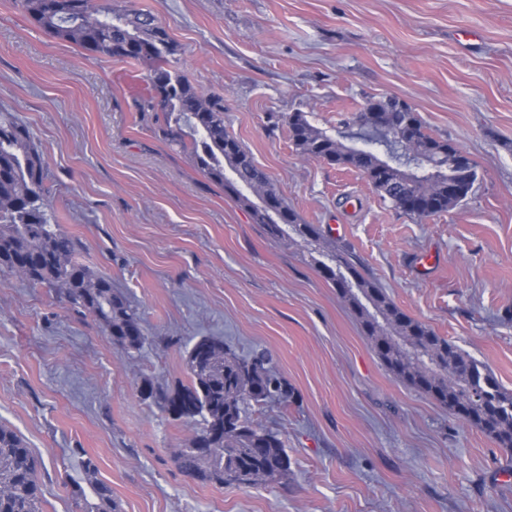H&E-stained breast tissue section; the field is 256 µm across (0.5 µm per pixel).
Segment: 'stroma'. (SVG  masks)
<instances>
[{
    "label": "stroma",
    "mask_w": 512,
    "mask_h": 512,
    "mask_svg": "<svg viewBox=\"0 0 512 512\" xmlns=\"http://www.w3.org/2000/svg\"><path fill=\"white\" fill-rule=\"evenodd\" d=\"M306 224L338 237L407 314L512 391V0H119ZM144 65L100 59L0 0V109L30 129L81 261L143 320L130 356L57 292L0 274V425L38 463L43 512H76L83 456L117 512H512V453L396 378L301 246L272 239L137 110ZM407 103L465 151L464 202L417 219L359 171L301 156L287 116L354 133L367 98ZM266 351L294 390L251 405L292 460L274 486L203 484L173 456L192 425L142 399L187 382L186 344Z\"/></svg>",
    "instance_id": "stroma-1"
}]
</instances>
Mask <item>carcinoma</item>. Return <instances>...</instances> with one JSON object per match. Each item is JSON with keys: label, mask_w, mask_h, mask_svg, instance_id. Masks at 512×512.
Returning a JSON list of instances; mask_svg holds the SVG:
<instances>
[{"label": "carcinoma", "mask_w": 512, "mask_h": 512, "mask_svg": "<svg viewBox=\"0 0 512 512\" xmlns=\"http://www.w3.org/2000/svg\"><path fill=\"white\" fill-rule=\"evenodd\" d=\"M18 2L34 24L56 38L97 57L147 66L138 111L162 113V139L224 186L253 223L275 239L291 231L307 244L323 240L321 228L300 221L268 174L226 130L224 100L204 95L177 68L183 49L155 17L122 9L116 0H62V9L51 7L54 0ZM288 125L302 155L359 170L393 203L402 196L422 200L423 206L406 210L420 220L457 206L471 189V182L463 180L455 195L448 196L449 142L427 133L413 111L406 131L367 129L361 146L318 129L301 112ZM45 180L44 156L29 128L0 111V273L55 289L73 309L93 316L127 354L140 351L147 341L140 315L112 288L111 279L79 261L77 241L52 223ZM314 265L395 377L499 447L512 449V392L491 370L406 314L361 273L346 247L324 240ZM191 355L200 359V370L187 368V383L173 389L143 387L169 418L195 426L192 440L174 456L176 467L204 484L222 486L230 480L251 488L281 482L291 471L286 445L277 433L250 420L245 406L261 405L273 396L287 403L292 390L266 368L265 354L241 358L219 337H198L186 350ZM202 443L215 448L213 455L196 451ZM83 482L86 487L72 491L79 512H114L112 488L97 478L91 458L83 462ZM41 503L30 449L15 431L0 425V512H41Z\"/></svg>", "instance_id": "1"}]
</instances>
